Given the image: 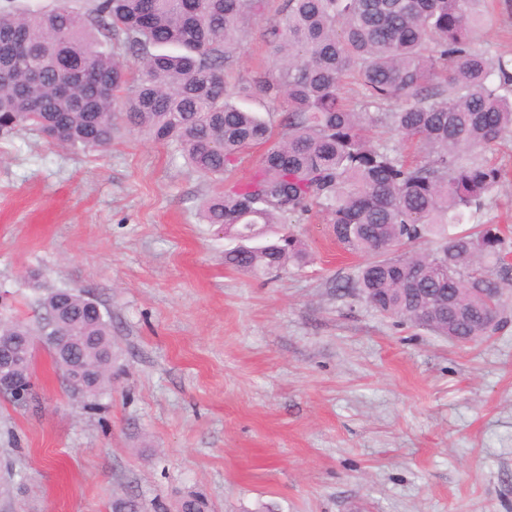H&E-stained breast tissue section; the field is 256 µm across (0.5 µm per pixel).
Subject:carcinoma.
Instances as JSON below:
<instances>
[{
    "instance_id": "cac0c4a2",
    "label": "carcinoma",
    "mask_w": 512,
    "mask_h": 512,
    "mask_svg": "<svg viewBox=\"0 0 512 512\" xmlns=\"http://www.w3.org/2000/svg\"><path fill=\"white\" fill-rule=\"evenodd\" d=\"M484 0H88L17 14L0 6V133L51 132L87 150L112 144L118 111L172 147L218 190L203 219L235 246L224 266L254 277L307 259L282 227L315 211L345 251L367 257L351 288L374 310L439 336L479 343L486 309L502 306L494 271L512 238L476 214L505 178L471 154L512 137V57L476 48L491 22ZM273 13L271 73L233 83V53L251 18ZM135 57L133 74L108 46ZM360 91L342 96L346 77ZM282 107L272 121L240 102ZM373 128L397 132L423 157L408 160ZM266 146L245 181L235 168ZM468 230L450 232L461 224ZM37 323L0 312V334L39 336ZM62 329L86 339L94 378L82 408L112 382V325L79 300ZM197 494L180 512H205Z\"/></svg>"
}]
</instances>
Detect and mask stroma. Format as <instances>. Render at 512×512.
<instances>
[{"label": "stroma", "instance_id": "35a3bbf8", "mask_svg": "<svg viewBox=\"0 0 512 512\" xmlns=\"http://www.w3.org/2000/svg\"><path fill=\"white\" fill-rule=\"evenodd\" d=\"M269 16L236 53L272 69ZM508 175L482 222L512 228ZM216 185L129 127L106 150L0 136V296L36 318L72 288L112 321V386L81 409L48 353L26 403L0 399V512H512V271L508 325L461 345L380 315L342 287L363 257L319 216L290 218L308 253L287 273L226 268L199 217Z\"/></svg>", "mask_w": 512, "mask_h": 512}]
</instances>
